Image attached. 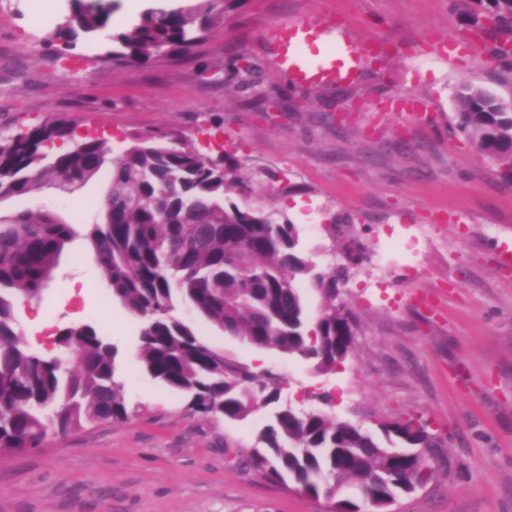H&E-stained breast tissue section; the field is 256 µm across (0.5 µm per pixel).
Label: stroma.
Instances as JSON below:
<instances>
[{"instance_id": "stroma-1", "label": "stroma", "mask_w": 512, "mask_h": 512, "mask_svg": "<svg viewBox=\"0 0 512 512\" xmlns=\"http://www.w3.org/2000/svg\"><path fill=\"white\" fill-rule=\"evenodd\" d=\"M66 9V0H0V136L65 120L118 153L157 130L203 146L219 120L220 143L255 174L234 201L286 215L317 270L347 267L340 299L357 320L355 346L321 374L225 335L186 305L175 316L268 371L282 403L371 432L424 421L451 466L395 512H512V270L497 263L498 246L512 245V182L456 130L454 106L466 83L512 100V58L495 54L506 34L454 59L419 47L469 33L458 0H243L189 52L143 66L81 45L69 62L51 38ZM299 14L342 19L353 41L381 38L390 53L346 84L296 83L265 31ZM239 55L252 62L256 89L290 96L296 111L265 118L247 107L224 72ZM399 93L425 100L424 115L384 111ZM110 178L106 168L66 193L45 187L0 200L2 220L49 210L76 230L41 298L16 309L27 341L42 349L63 325L99 326L119 350L128 412L0 458V512H333V500L241 464L271 408L235 421L205 417L142 370V321L112 300L85 236ZM345 219L350 229L334 235Z\"/></svg>"}]
</instances>
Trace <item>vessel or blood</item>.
<instances>
[{"label":"vessel or blood","mask_w":512,"mask_h":512,"mask_svg":"<svg viewBox=\"0 0 512 512\" xmlns=\"http://www.w3.org/2000/svg\"><path fill=\"white\" fill-rule=\"evenodd\" d=\"M336 19L323 21L310 16L270 28L265 33L266 40L278 49L280 67L291 75L294 81L306 84L332 85L347 81L351 68L345 62L346 56L364 55L367 59L376 56L374 45L359 48L346 44L343 50H331L308 58L303 50L310 39L316 38L318 29L339 28Z\"/></svg>","instance_id":"obj_1"}]
</instances>
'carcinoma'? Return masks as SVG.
Segmentation results:
<instances>
[{
    "label": "carcinoma",
    "instance_id": "obj_1",
    "mask_svg": "<svg viewBox=\"0 0 512 512\" xmlns=\"http://www.w3.org/2000/svg\"><path fill=\"white\" fill-rule=\"evenodd\" d=\"M240 0H195L175 9H149L112 32L117 0H69L53 39L61 55L107 35L115 63L143 65L186 52L218 16ZM476 25L488 17L512 30V0H468ZM458 130L478 153L494 159L512 180V101L462 85L455 95ZM74 126L55 120L0 138V199L24 196L40 185L61 190L84 183L107 165L112 176L102 222L87 228L112 299L146 318L139 357L152 379L189 397L206 417L243 420L278 402V383L202 339L194 324L172 315L185 303L229 336L259 350H277L329 372L351 352L355 318L338 301L348 270L318 272L298 249L296 225L240 208L231 198L251 183L239 158L223 150L206 155L172 132L132 139L117 156L95 137L74 147ZM76 231L50 211L19 213L0 222V453L40 448L49 431L68 433L128 417L116 376L117 347L91 323L58 329L55 353L32 349L15 303L41 296L65 245ZM308 281L325 304L314 325L300 285ZM379 432L338 422L321 410L288 405L258 432L246 464L258 474L360 506L345 494L356 486L369 499L389 497L427 482L416 449L450 466L440 441L414 418L385 422Z\"/></svg>",
    "mask_w": 512,
    "mask_h": 512
}]
</instances>
